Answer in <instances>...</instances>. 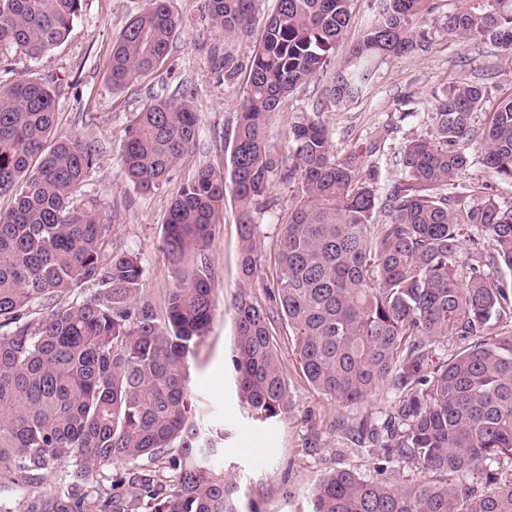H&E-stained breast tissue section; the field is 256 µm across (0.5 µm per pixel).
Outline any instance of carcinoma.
I'll use <instances>...</instances> for the list:
<instances>
[{
  "instance_id": "cac0c4a2",
  "label": "carcinoma",
  "mask_w": 512,
  "mask_h": 512,
  "mask_svg": "<svg viewBox=\"0 0 512 512\" xmlns=\"http://www.w3.org/2000/svg\"><path fill=\"white\" fill-rule=\"evenodd\" d=\"M85 0H0V68L63 44ZM226 37L248 33L255 0H207ZM353 0H276L263 19L245 83L230 175L208 165L172 198L161 250L174 286L158 315L133 253L105 256L112 225L86 190L95 155L77 136L57 138L56 100L28 78L0 82V493L23 512H237L233 475L213 465L224 432L203 429L188 388L191 359L214 313L207 245L231 183L240 211L241 275L262 267L257 215L273 204V178L296 187L281 217L272 290L232 304V365L243 409L260 422L288 411L274 336L288 323L307 382L339 404L383 385L398 394L384 424L379 470L412 465L415 480H365L336 470L315 486L311 512H512V207L488 182L460 192L478 138L483 166L512 184V95L483 114L475 83L437 98L432 131L405 142L400 180L377 220V168L336 151L327 127L303 116L281 146L271 113L328 67ZM170 0H151L113 43L106 80L121 91L168 61L179 28ZM435 0H375L374 19L324 89L320 106L358 100L377 64L424 47L420 26ZM443 29L458 39L512 47V0H454ZM216 69L227 79L237 61ZM187 100L152 98L125 129L129 182L154 192L196 145ZM481 233L484 239L477 238ZM471 247L467 259L463 248ZM461 351L434 361L435 342Z\"/></svg>"
}]
</instances>
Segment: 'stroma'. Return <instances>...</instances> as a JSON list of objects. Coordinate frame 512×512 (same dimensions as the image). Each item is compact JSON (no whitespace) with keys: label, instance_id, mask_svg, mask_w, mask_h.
Segmentation results:
<instances>
[{"label":"stroma","instance_id":"35a3bbf8","mask_svg":"<svg viewBox=\"0 0 512 512\" xmlns=\"http://www.w3.org/2000/svg\"><path fill=\"white\" fill-rule=\"evenodd\" d=\"M149 0H85L81 17L67 41L36 61L18 56L13 75L52 82L58 104L56 135L82 137L96 154L88 189L97 195L102 218L112 226L115 253L136 254L144 267V283L155 305H162L174 279L160 249L162 228L173 194L191 179L199 164L229 170L233 129L244 97V80L219 75L215 58L223 53L248 63L257 33L225 38L211 24L205 0H171L182 21L174 42L172 68L146 75L115 92L105 74L112 44L128 21ZM423 29L425 50L384 60L367 95L352 105L325 107L320 118L330 128L337 148L357 151L363 167L378 166L383 180L398 178V163L407 139L427 135L428 113L436 96L453 81L477 82L486 89L485 111L512 94V50L490 42H460L448 37L439 15ZM327 76L301 88L267 122V138L279 144L298 117L312 114L323 101ZM176 96L193 105L199 123L197 145L169 173L166 185L151 194L131 185L120 162L125 129L152 96ZM418 117H409V109ZM384 138L381 156H370V141ZM276 209L262 214L256 237L265 268L274 265L279 239L278 217L294 201L291 185L275 183ZM239 210L225 194L214 236L206 249L214 287L215 311L206 337L191 361L189 391L212 425L224 428L222 469L238 480V512H310L311 491L325 475L350 469L365 479L378 478V448L348 435L349 427L366 421L381 424L397 395L379 390L366 402L342 406L318 393L300 372L287 322H278L276 339L290 385L287 414L271 423L247 417L237 397L232 366L235 326L232 301L241 291Z\"/></svg>","mask_w":512,"mask_h":512}]
</instances>
